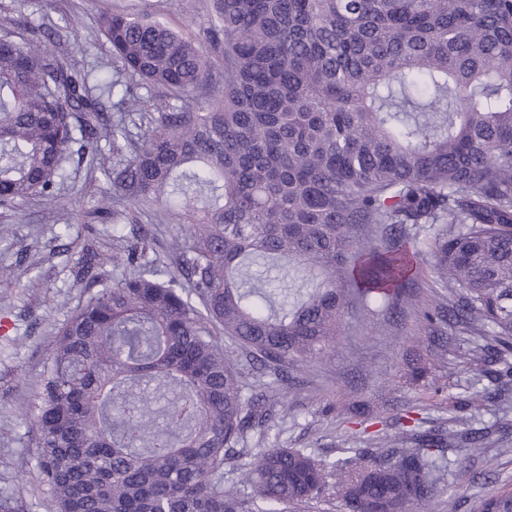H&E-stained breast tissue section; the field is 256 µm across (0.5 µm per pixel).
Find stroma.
I'll return each mask as SVG.
<instances>
[{
	"instance_id": "stroma-1",
	"label": "stroma",
	"mask_w": 512,
	"mask_h": 512,
	"mask_svg": "<svg viewBox=\"0 0 512 512\" xmlns=\"http://www.w3.org/2000/svg\"><path fill=\"white\" fill-rule=\"evenodd\" d=\"M132 8L195 38H203L211 0H0V37L53 50L101 84L127 82L112 66L98 33L102 12ZM106 184L99 171L70 166L55 200L32 197L0 208V512H50L52 496L39 477L37 444L20 417L33 398L53 342L55 327L83 303L88 290L75 277L84 249L111 250L124 234L102 210ZM406 290L410 303L378 302L346 311L334 350L292 372L287 398L272 397L275 420L263 441L249 447L305 448L332 461L364 451L369 433L395 434L405 410L420 417V431L487 430L483 456L449 448L439 493L414 512H473L478 498L512 482V401L476 402L489 380L474 375L468 360L487 344L475 332L443 328L429 335L418 317L428 305L455 302L424 261ZM364 408L363 423L337 416L346 405ZM495 458V475L485 473Z\"/></svg>"
}]
</instances>
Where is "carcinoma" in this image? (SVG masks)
<instances>
[{
  "label": "carcinoma",
  "mask_w": 512,
  "mask_h": 512,
  "mask_svg": "<svg viewBox=\"0 0 512 512\" xmlns=\"http://www.w3.org/2000/svg\"><path fill=\"white\" fill-rule=\"evenodd\" d=\"M100 28L133 78L104 84L110 121L63 55L0 39V207L54 199L66 165L107 139L112 215L132 224L127 245L77 262L90 288L112 265V284L58 328L21 411L55 512H288L329 489L350 512L430 499L451 432L332 463L265 448L243 493L224 464L272 420L245 373L288 394L289 369L335 346L345 311L399 299L426 255L458 300L425 326L492 340L470 360L476 375L498 366L482 399L512 386V0H214L221 87L200 41L156 17L105 12ZM154 207L187 226L165 261L136 215ZM423 224L443 225L427 250L407 232ZM254 267L305 291L247 288ZM475 512H512V484Z\"/></svg>",
  "instance_id": "cac0c4a2"
}]
</instances>
